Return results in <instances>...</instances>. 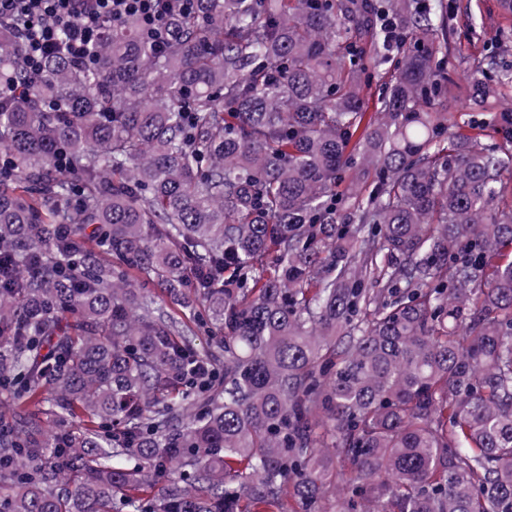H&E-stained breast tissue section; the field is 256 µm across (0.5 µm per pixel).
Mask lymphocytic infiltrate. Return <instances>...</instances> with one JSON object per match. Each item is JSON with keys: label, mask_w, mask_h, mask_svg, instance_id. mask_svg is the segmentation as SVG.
Returning a JSON list of instances; mask_svg holds the SVG:
<instances>
[{"label": "lymphocytic infiltrate", "mask_w": 512, "mask_h": 512, "mask_svg": "<svg viewBox=\"0 0 512 512\" xmlns=\"http://www.w3.org/2000/svg\"><path fill=\"white\" fill-rule=\"evenodd\" d=\"M186 7L187 0H0V22L19 33L24 68L34 78L43 60L56 51L77 66H91V49L106 24L130 15L139 18L144 39L161 44L169 15ZM62 28L69 31L63 43L57 40Z\"/></svg>", "instance_id": "obj_1"}]
</instances>
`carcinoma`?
<instances>
[{
    "label": "carcinoma",
    "mask_w": 512,
    "mask_h": 512,
    "mask_svg": "<svg viewBox=\"0 0 512 512\" xmlns=\"http://www.w3.org/2000/svg\"><path fill=\"white\" fill-rule=\"evenodd\" d=\"M93 53L29 81L0 26V512H512V111L490 152L435 106L445 0ZM509 84L481 53L467 102Z\"/></svg>",
    "instance_id": "1"
}]
</instances>
